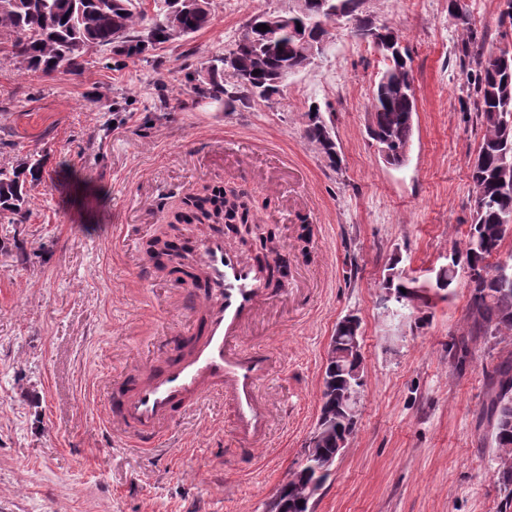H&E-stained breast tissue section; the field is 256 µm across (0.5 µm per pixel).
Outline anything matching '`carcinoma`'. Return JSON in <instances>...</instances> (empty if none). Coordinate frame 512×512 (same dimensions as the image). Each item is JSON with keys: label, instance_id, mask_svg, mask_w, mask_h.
Listing matches in <instances>:
<instances>
[{"label": "carcinoma", "instance_id": "1", "mask_svg": "<svg viewBox=\"0 0 512 512\" xmlns=\"http://www.w3.org/2000/svg\"><path fill=\"white\" fill-rule=\"evenodd\" d=\"M153 13L143 8L142 0H0V51H5L24 71L81 74L87 48L110 50L117 56L135 59L155 47L174 43L208 27L213 0H153ZM344 18L357 27L365 22L364 0H338ZM459 0H448L455 10L457 46L476 59V73H463L462 88L473 98L480 115L483 137L470 165L473 188V216L466 239L454 246L457 258L477 270L480 281L470 289L466 343L474 338L512 336V280L500 275L502 263H489L499 254L503 242L512 234V51L485 52L484 38L459 9ZM273 21L274 39L252 28L240 37L236 66L227 68L224 54H215L201 63L196 72L195 89L215 102L230 106L236 102L270 100L285 75L307 67L331 38L335 19L319 14L318 0H296V7L285 14L262 13L257 24ZM308 29L316 40L304 41L297 29ZM384 57L381 75L399 74L404 83H374L370 100L373 129L370 138L376 145L394 151L412 141L414 124L409 113L416 112L414 78L410 55L399 57L373 43ZM258 75H253V71ZM304 136L316 144L337 167L333 126L319 112L307 111ZM40 180L38 163L23 160L11 168H0V218L21 221L27 218L29 192ZM181 220L187 224L224 220V190L186 203ZM149 254L156 267L179 271L183 256L179 247L167 239L155 238ZM418 280L393 262L387 268L382 287L395 291L413 288ZM358 329L336 326L324 365L321 407L309 464L289 473L287 482L277 488L288 507L298 509L309 503L331 475L336 460V442L352 435L357 426L358 406L343 403L348 375L357 369L365 372L363 359L354 349ZM482 419L491 428L482 440L494 447V477L503 496L504 508L512 507V355L502 359L490 377V391Z\"/></svg>", "mask_w": 512, "mask_h": 512}]
</instances>
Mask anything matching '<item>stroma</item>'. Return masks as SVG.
<instances>
[{"instance_id": "35a3bbf8", "label": "stroma", "mask_w": 512, "mask_h": 512, "mask_svg": "<svg viewBox=\"0 0 512 512\" xmlns=\"http://www.w3.org/2000/svg\"><path fill=\"white\" fill-rule=\"evenodd\" d=\"M214 4L187 40L140 60L92 49L79 76L21 71L0 55V166L42 162L27 219H0V512H264L314 428L328 344L348 314L361 322L359 419L310 512H502L475 422L512 338L470 341L461 357L462 280L397 331L379 306L391 262L432 284L472 221L483 129L460 75L476 62L456 52L448 0H364V16L398 29L412 58L413 146L399 168L365 134L384 59L342 26L271 100L197 98L202 61L231 48L252 16L295 2ZM462 5L486 48L501 45V0ZM313 103L334 127L340 168L303 136ZM226 183L252 193L288 279L304 284L252 336L278 354L261 389L266 436L243 459L229 408L212 400L167 446L134 452L103 429L98 385L185 326L191 290L149 263L148 244L198 235L171 223L172 210ZM122 226L126 239L114 240Z\"/></svg>"}]
</instances>
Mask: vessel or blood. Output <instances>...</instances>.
I'll list each match as a JSON object with an SVG mask.
<instances>
[{"instance_id":"b4317fda","label":"vessel or blood","mask_w":512,"mask_h":512,"mask_svg":"<svg viewBox=\"0 0 512 512\" xmlns=\"http://www.w3.org/2000/svg\"><path fill=\"white\" fill-rule=\"evenodd\" d=\"M200 278L199 301L175 352L153 357L142 369L103 381L99 393L105 427L114 428L132 449L156 447L188 412L214 398L233 413L234 434L252 446L267 426L260 388L275 363L272 350L249 343L250 327L277 296L270 270L231 245L222 232L192 240Z\"/></svg>"}]
</instances>
